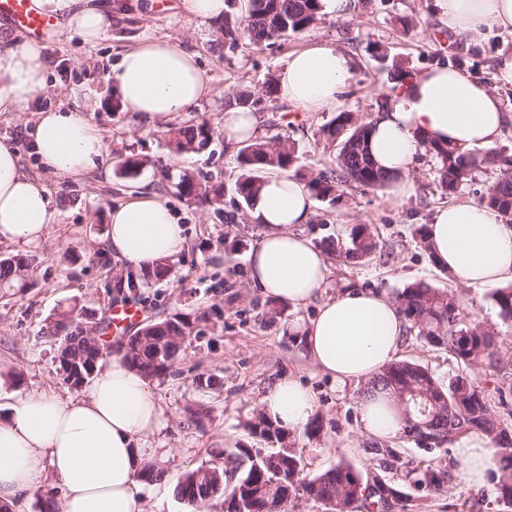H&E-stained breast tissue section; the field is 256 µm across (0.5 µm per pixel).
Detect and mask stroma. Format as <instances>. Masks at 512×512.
<instances>
[{
	"mask_svg": "<svg viewBox=\"0 0 512 512\" xmlns=\"http://www.w3.org/2000/svg\"><path fill=\"white\" fill-rule=\"evenodd\" d=\"M120 3L122 12L113 15L112 30L100 42L86 43L72 31L48 41L49 93L37 96L22 111L0 113V141L17 150L29 176L46 183L59 211L45 241L30 251L37 259L32 286L0 295V378L10 391L0 398V419L10 411L11 395L38 390L71 393L58 370V341L45 334V326L67 306L109 315L114 296L106 286L108 270L96 253L103 248L112 206L146 185L178 215L185 226L186 244L172 260L171 282L158 285V297L142 305L139 325L215 306L222 316L208 321L200 335L185 343L172 372L151 379L150 389L162 408L164 426L139 442L142 462L181 472L205 463L222 464L225 455L238 448L261 447V439L251 434L248 424L258 415L259 400L269 385L290 375L316 398L313 428L296 437L306 474H319L345 460L363 477H383L408 494L410 512H507L490 480L471 487L452 483L445 493L436 494L415 489L406 479L410 469L433 459L455 469L453 445H427L400 434L376 440L361 433L358 387L338 385L317 371L300 344L316 303L297 308L284 305L274 315L268 298L247 284L248 254L263 227L231 191L239 173L236 147L219 138L201 153L173 152L167 131L142 130L133 115L121 111L107 75L125 47L142 39L177 37L197 52L212 79L211 95L192 115L220 127L225 94L242 89L261 92L289 54L322 40L346 50L354 60L343 105L358 117L365 119L376 111L379 90L389 84V70L395 63L413 72L451 65L494 86L505 110L512 113V85L496 80L500 61L512 57V31L495 29L483 41L469 43L449 34L437 0H354L349 18L323 14L310 31L272 45L254 46L242 40L232 47L225 44L218 24H202L184 15L179 0ZM378 46L383 47L385 60L373 57ZM59 105L88 109L105 141L101 164L79 180L39 167L24 131L34 111ZM278 107L274 114L278 130L295 143L302 175L311 176L333 164L336 148L325 142L321 130L334 119V112H299L283 101ZM131 154L143 162L135 178L120 173ZM186 172L209 174L225 184L221 208H201L179 194L176 184ZM435 172V159L420 156L412 171L415 191L401 204L372 189L344 187L335 203L315 201L310 221L297 225L296 230L317 244L327 238H348L356 225L369 226L379 239L377 252L357 267L330 262L328 295L346 288H370L393 298L409 284L427 283L459 300L464 321L498 333L500 355L512 365V325L501 320L491 299L492 289L457 286L430 261L416 233L418 227L429 224L434 209L448 201L436 185ZM398 357L427 367L443 381L467 370L447 348L430 347L414 335L407 336ZM210 374L220 377L221 386L199 387L198 377ZM190 407L206 408L200 426H188L186 410ZM375 444L393 449V458L380 463L370 451Z\"/></svg>",
	"mask_w": 512,
	"mask_h": 512,
	"instance_id": "obj_1",
	"label": "stroma"
}]
</instances>
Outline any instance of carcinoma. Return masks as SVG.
I'll return each instance as SVG.
<instances>
[{
    "label": "carcinoma",
    "mask_w": 512,
    "mask_h": 512,
    "mask_svg": "<svg viewBox=\"0 0 512 512\" xmlns=\"http://www.w3.org/2000/svg\"><path fill=\"white\" fill-rule=\"evenodd\" d=\"M224 40L236 45L244 37L254 46H262L290 34L306 32L314 27L320 14V0H246L236 8V0H226ZM277 91L273 80L265 81L263 91L255 94L243 89L225 95L224 108L248 106L258 113L274 112ZM368 124L350 111H340L322 129L325 141L336 146L335 165L319 171L309 185L314 196L333 203L340 188L356 185L367 189L383 186L388 176L376 166L367 147ZM220 130L208 119H195L188 125L169 131V143L178 152H202L209 148ZM298 149L280 133L259 136L242 146L237 153L240 174L234 189L246 204H251L265 174L271 171L299 172ZM437 162L436 183L441 192L452 196L473 179L477 172H491L495 180L480 203L499 212L512 225V157L491 149L464 159L446 145L427 149ZM179 192L195 204L215 205L224 195V184L201 180L185 173L177 183ZM377 249L374 233L359 224L350 233L349 241L330 239L323 242L326 254L348 265L364 263ZM33 260L23 256L0 259V290H24L29 285ZM173 265L164 260L152 270L125 268L113 273L107 287L123 301H147L144 290L167 280ZM491 299L503 322H512V285L497 289ZM399 308L410 324V330L432 347H446L457 360L470 367L490 373L507 369L500 357L494 332L479 325L463 323L461 306L455 296L425 283L406 286L396 296ZM212 317H221L220 310L192 317L176 314L161 321L167 333L178 337L175 342L159 344L148 334L136 331L124 337L120 350L124 359L146 378L168 373L177 363L194 326ZM112 318L95 320L84 312L68 307L58 312L46 326V333L59 338L58 350L69 358L71 368L82 371L89 379L86 365L99 364L112 353ZM382 389L390 392L397 403L406 436H418L435 444L451 443L470 431L486 434L504 450L493 473L498 499L512 505V427L496 415L491 399L483 386L469 375H455L448 382L439 380L424 366L411 361H395L381 376ZM251 433L270 439L278 447L238 448L228 455V464L221 467L202 464L171 477L164 467L143 466L139 473L145 482L175 479L174 492L193 512H206L212 502L223 500L226 512H270L274 500L270 490L288 492V506L300 502H320L331 506V512H391L398 508L407 512L409 497L382 480L368 485L351 464L340 462L314 476L305 473L303 457L292 435L264 418L250 423ZM410 484L419 490L439 492L448 484V469L442 462H430L406 474Z\"/></svg>",
    "instance_id": "obj_1"
}]
</instances>
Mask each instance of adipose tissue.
<instances>
[{
	"label": "adipose tissue",
	"mask_w": 512,
	"mask_h": 512,
	"mask_svg": "<svg viewBox=\"0 0 512 512\" xmlns=\"http://www.w3.org/2000/svg\"><path fill=\"white\" fill-rule=\"evenodd\" d=\"M39 12L65 21L84 42L97 43L112 26V11L98 0H32ZM450 32L480 42L495 28L512 31V0H438ZM45 46L18 33L0 36V112L27 107L47 89ZM351 56L320 41L291 53L276 72L279 97L301 112L342 106L352 77ZM124 111L147 130L176 121L212 92L196 53L170 37L145 39L127 48L108 75ZM512 122L497 93L447 65L409 74L383 92L370 119L368 147L389 177L382 192L401 203L414 192L415 159L429 145L445 144L465 156L493 145ZM34 152L47 173L80 178L91 172L105 142L85 110L38 111L30 131ZM313 207L308 186L284 173L266 176L250 215L264 226L248 255L251 287L294 306L317 302L305 326L313 364L338 384L361 385L359 424L372 436H392L399 412L386 392L373 386L397 357L408 323L385 293L347 288L324 298L329 268L322 250L295 232ZM57 216L46 186L26 175L13 146L0 142V243L39 246ZM106 248L129 268L151 269L174 258L185 229L152 188L112 207ZM437 266L467 288L512 282V225L473 201L441 205L426 228ZM315 410L313 394L296 378L277 379L260 401L270 422L302 433ZM162 410L148 381L121 355L81 394L33 391L19 398L0 422V498L12 500L35 489L45 469L59 477L60 512H143L137 494L135 446L160 429ZM455 482L483 483L494 448L479 432L456 447Z\"/></svg>",
	"instance_id": "obj_1"
}]
</instances>
